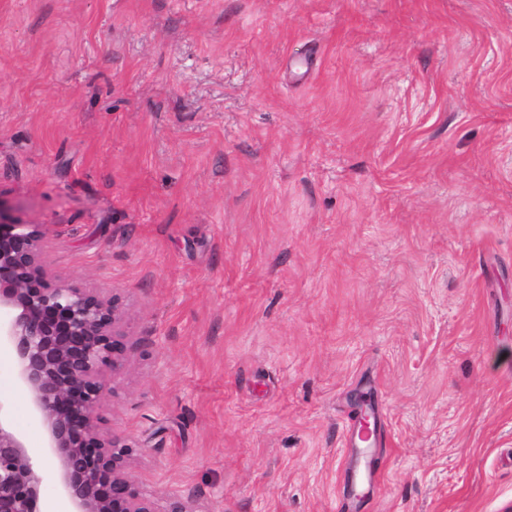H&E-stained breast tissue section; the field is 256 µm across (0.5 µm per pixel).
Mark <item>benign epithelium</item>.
Instances as JSON below:
<instances>
[{"mask_svg":"<svg viewBox=\"0 0 512 512\" xmlns=\"http://www.w3.org/2000/svg\"><path fill=\"white\" fill-rule=\"evenodd\" d=\"M44 224L0 201V356L46 436L57 489L72 512H159L127 473L131 448L103 429L107 374L124 366L118 298L57 281L45 265ZM0 398V512H42V480Z\"/></svg>","mask_w":512,"mask_h":512,"instance_id":"obj_1","label":"benign epithelium"}]
</instances>
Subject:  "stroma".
<instances>
[{"label": "stroma", "mask_w": 512, "mask_h": 512, "mask_svg": "<svg viewBox=\"0 0 512 512\" xmlns=\"http://www.w3.org/2000/svg\"><path fill=\"white\" fill-rule=\"evenodd\" d=\"M0 200L119 298L158 506L512 512V0H0Z\"/></svg>", "instance_id": "obj_1"}]
</instances>
